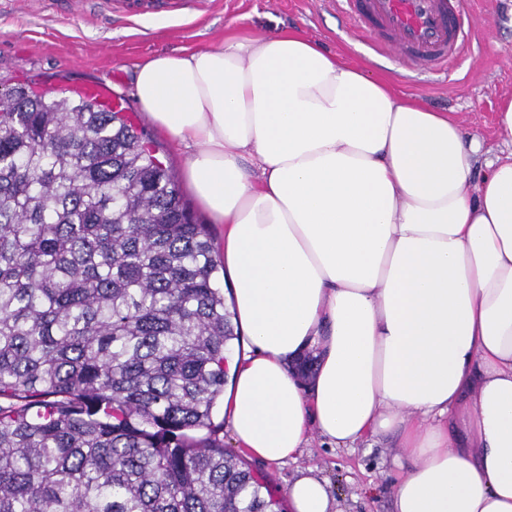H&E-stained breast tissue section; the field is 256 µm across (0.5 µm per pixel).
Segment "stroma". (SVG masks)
Instances as JSON below:
<instances>
[{
  "instance_id": "stroma-1",
  "label": "stroma",
  "mask_w": 512,
  "mask_h": 512,
  "mask_svg": "<svg viewBox=\"0 0 512 512\" xmlns=\"http://www.w3.org/2000/svg\"><path fill=\"white\" fill-rule=\"evenodd\" d=\"M477 28L478 51L450 76L412 80L402 58L375 61L362 37L338 9L320 0H208L183 14L127 19L108 0H34L31 9L0 13V78L55 95L86 80L112 84L134 98L136 66L158 54L204 49L225 37L297 31L324 50L387 76L403 95L430 108L456 113L487 148L501 139L494 117L503 95L512 94V0H466ZM216 440L246 466L265 474L276 499L299 472L326 480L340 512H391L397 482L410 463L393 438L333 448L313 438L297 461L270 466L250 457L230 429Z\"/></svg>"
}]
</instances>
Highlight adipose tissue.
<instances>
[{
    "mask_svg": "<svg viewBox=\"0 0 512 512\" xmlns=\"http://www.w3.org/2000/svg\"><path fill=\"white\" fill-rule=\"evenodd\" d=\"M135 95L223 225L252 457L395 435L393 512H512V152L292 31L137 65ZM289 512H336L302 475Z\"/></svg>",
    "mask_w": 512,
    "mask_h": 512,
    "instance_id": "1",
    "label": "adipose tissue"
}]
</instances>
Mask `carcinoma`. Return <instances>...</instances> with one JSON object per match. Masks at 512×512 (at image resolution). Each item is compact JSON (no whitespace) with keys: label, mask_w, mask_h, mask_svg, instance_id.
I'll list each match as a JSON object with an SVG mask.
<instances>
[{"label":"carcinoma","mask_w":512,"mask_h":512,"mask_svg":"<svg viewBox=\"0 0 512 512\" xmlns=\"http://www.w3.org/2000/svg\"><path fill=\"white\" fill-rule=\"evenodd\" d=\"M208 227L120 110L0 81V512H273L214 440Z\"/></svg>","instance_id":"carcinoma-1"}]
</instances>
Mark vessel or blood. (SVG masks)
<instances>
[{
  "instance_id": "vessel-or-blood-1",
  "label": "vessel or blood",
  "mask_w": 512,
  "mask_h": 512,
  "mask_svg": "<svg viewBox=\"0 0 512 512\" xmlns=\"http://www.w3.org/2000/svg\"><path fill=\"white\" fill-rule=\"evenodd\" d=\"M198 0H120L128 17L191 9ZM354 29L369 32L376 52L398 54L411 71L447 70L456 58L472 49L475 34L465 21L462 0H337ZM73 95L100 102L106 108L127 109L111 84L87 81L75 85Z\"/></svg>"
}]
</instances>
